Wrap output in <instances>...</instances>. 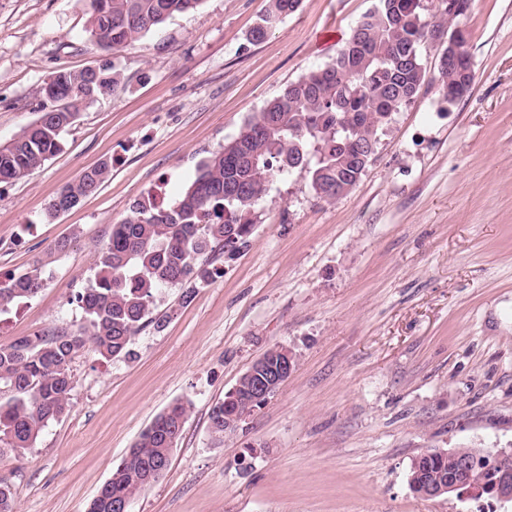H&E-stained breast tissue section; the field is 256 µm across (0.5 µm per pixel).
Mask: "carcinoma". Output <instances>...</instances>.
<instances>
[{"instance_id":"obj_1","label":"carcinoma","mask_w":512,"mask_h":512,"mask_svg":"<svg viewBox=\"0 0 512 512\" xmlns=\"http://www.w3.org/2000/svg\"><path fill=\"white\" fill-rule=\"evenodd\" d=\"M202 0H91L89 33L95 45L117 50L139 41L168 19L197 8ZM300 0H270L262 23L252 31L260 41L280 18L297 10ZM421 0H378L356 23L332 61L312 69L269 100L233 140L198 165L196 175L170 206L148 196L133 202L131 215L112 225L98 251L94 280L75 300L85 324L72 331L54 329L21 336L0 346V443L20 455L33 447L49 422L72 404V359L83 350L112 360L133 355L135 336L149 325L163 288L206 283L217 273L211 258L247 248L254 215L276 177L304 174L310 187L336 200V186L355 181L359 169L344 141L367 142L382 134L365 125L363 112L396 113L426 81L418 49L428 35ZM92 82L88 69L52 74L39 93L52 102L36 121L8 145H0V183L21 180L40 169L60 147L62 135L79 119ZM112 163L103 160L65 186L71 198L95 193L108 179ZM35 268L0 284V312L31 299L44 287ZM282 347L264 354L265 372L280 366ZM259 377L242 375L239 400L216 404L210 413L212 435L224 439V414L241 413L242 397ZM189 406L176 403L141 433L95 495L86 512H112V497L133 498L149 485L155 465L178 440ZM453 458L428 449L413 463L410 478L443 475Z\"/></svg>"}]
</instances>
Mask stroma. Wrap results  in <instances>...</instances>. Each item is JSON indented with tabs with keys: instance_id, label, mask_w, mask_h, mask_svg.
Segmentation results:
<instances>
[{
	"instance_id": "35a3bbf8",
	"label": "stroma",
	"mask_w": 512,
	"mask_h": 512,
	"mask_svg": "<svg viewBox=\"0 0 512 512\" xmlns=\"http://www.w3.org/2000/svg\"><path fill=\"white\" fill-rule=\"evenodd\" d=\"M374 4L301 0L257 43L269 0H202L105 51L88 33L91 0H0V145L38 118L51 74L108 62L120 77L40 170L0 183V282L37 266L46 279L0 314V345L78 328L74 297L132 203L174 201ZM456 23L474 73L461 100L441 95V45L424 50L425 83L347 195L329 203L305 176L275 179L249 246L221 257L190 302L159 293L169 318L135 337L132 358L73 359L70 412L23 457L0 455L13 512H85L178 400L191 409L171 463L130 512H512L409 486L426 449L512 448V0H471ZM103 160L100 189L46 221L50 200ZM276 344L295 353L292 375L215 441L211 408Z\"/></svg>"
}]
</instances>
